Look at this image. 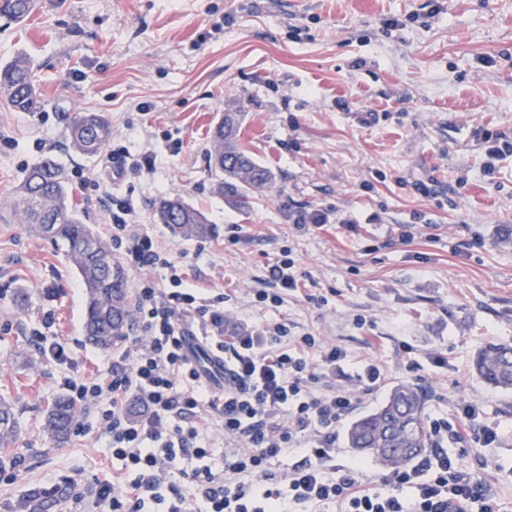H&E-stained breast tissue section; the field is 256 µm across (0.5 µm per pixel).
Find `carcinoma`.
Listing matches in <instances>:
<instances>
[{
  "mask_svg": "<svg viewBox=\"0 0 512 512\" xmlns=\"http://www.w3.org/2000/svg\"><path fill=\"white\" fill-rule=\"evenodd\" d=\"M38 0H0V17L25 21ZM0 97L19 112H37L42 102L32 81V62L19 56L0 68ZM242 112H226L210 135L209 161L214 192L227 202L249 205L254 195L272 187L275 173L257 161L240 140ZM72 148L83 155L102 153L112 140V123L98 113H79L70 126ZM12 216L37 235L64 249L85 291L83 337L86 344L109 351L130 329L129 288L122 263L112 246L100 238L94 225L85 223L63 168L48 158L33 166L15 191ZM157 220L179 237L203 239L214 229L206 215L179 199L164 200ZM477 376L485 383L512 389V346L488 343L473 360ZM426 395L416 386L397 384L376 408L348 426L346 442L354 452L373 457L380 465L396 469L422 454L430 444L425 420ZM81 413L66 396L50 404L43 427L53 443L66 441ZM18 418L10 403L0 400V447L18 434ZM72 489L62 478L48 486L27 489L14 505L15 512H58Z\"/></svg>",
  "mask_w": 512,
  "mask_h": 512,
  "instance_id": "carcinoma-1",
  "label": "carcinoma"
}]
</instances>
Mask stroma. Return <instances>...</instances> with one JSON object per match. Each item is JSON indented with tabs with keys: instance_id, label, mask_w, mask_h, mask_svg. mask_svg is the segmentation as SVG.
<instances>
[{
	"instance_id": "obj_1",
	"label": "stroma",
	"mask_w": 512,
	"mask_h": 512,
	"mask_svg": "<svg viewBox=\"0 0 512 512\" xmlns=\"http://www.w3.org/2000/svg\"><path fill=\"white\" fill-rule=\"evenodd\" d=\"M409 13L407 27L383 29ZM19 54L42 108L0 100V398L20 421L0 449V512L30 486L65 477L88 493L120 469L102 437L55 446L42 435L60 374L87 376L111 357L83 342L84 290L64 250L7 218L25 172L48 156L83 174L71 187L100 236L113 202L131 200L190 283L228 295V324L285 322L344 348L330 377L339 389L378 360L384 375L361 412L400 382L423 389L431 419L479 401V425L500 428L496 447L448 450L512 512V391L472 370L484 342L512 344V157L488 184L473 138L512 133V0H39L22 24L0 18V67ZM79 111L111 120L110 149L153 154L152 172L119 178L76 153ZM235 111L242 141L276 174L242 210L213 194L208 161L214 120ZM98 181L104 191H91ZM162 196L202 211L214 235H173L155 213ZM303 209L327 224L296 231ZM288 258L298 291L260 308L268 266ZM42 327L72 346L69 364L41 358L31 332ZM433 352L447 368L426 365Z\"/></svg>"
}]
</instances>
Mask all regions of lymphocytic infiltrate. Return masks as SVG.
<instances>
[{
	"label": "lymphocytic infiltrate",
	"mask_w": 512,
	"mask_h": 512,
	"mask_svg": "<svg viewBox=\"0 0 512 512\" xmlns=\"http://www.w3.org/2000/svg\"><path fill=\"white\" fill-rule=\"evenodd\" d=\"M112 246L131 269L147 271L134 289L139 334L94 375H62L58 383L85 409L73 433L104 436L122 464L117 483H102L92 505L106 512H288L289 506L334 505L338 512H496L485 480L448 453L444 441L491 448L500 431L484 428L468 438L479 416L475 401L454 404V417L434 419L430 454L373 486L360 463L337 465L339 428L381 378L366 364L356 391L336 389L327 377L346 354L284 323L227 329L223 295L194 288L182 270L133 220L121 201L109 216ZM164 273L162 282L151 271ZM201 324L203 342L224 362L222 394L203 383L189 357L182 316ZM222 417L223 470L211 464L204 422ZM300 462L282 473L270 464L288 450ZM190 483L184 495L180 480Z\"/></svg>",
	"instance_id": "obj_1"
}]
</instances>
